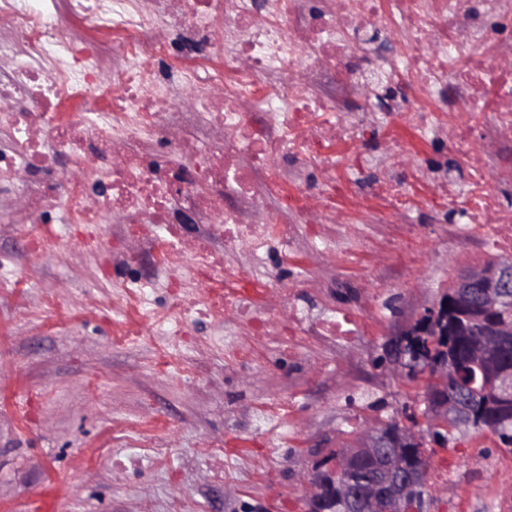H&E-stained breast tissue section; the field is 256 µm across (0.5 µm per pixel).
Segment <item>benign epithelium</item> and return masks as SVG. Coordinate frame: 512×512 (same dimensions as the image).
Wrapping results in <instances>:
<instances>
[{
    "instance_id": "obj_1",
    "label": "benign epithelium",
    "mask_w": 512,
    "mask_h": 512,
    "mask_svg": "<svg viewBox=\"0 0 512 512\" xmlns=\"http://www.w3.org/2000/svg\"><path fill=\"white\" fill-rule=\"evenodd\" d=\"M457 305L467 307L477 300L479 314L476 316L477 328L474 335L479 340L470 348L473 364L484 374L488 385L494 387L503 409L512 408V369H503L495 361L497 352L512 347V324L507 325L494 318L502 308H512V259L489 260L481 266L462 271L454 281ZM441 303L428 308L424 315L430 317L429 329L434 335H441L446 322L445 314L440 312ZM414 321L401 328L390 343V356L399 370H407V337L421 336ZM435 386L428 391V406L432 414L429 435L407 427L398 438L386 434L380 425L362 430L357 445L344 452L346 459L354 457H380L383 480L380 487L390 501L389 512H397L401 501L413 488V478L406 472L400 461V449L418 446L426 447L432 441L438 448L448 444V425L455 423L457 429H465L461 423L464 407L456 398L448 396V362L436 366Z\"/></svg>"
}]
</instances>
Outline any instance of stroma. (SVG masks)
<instances>
[{"label":"stroma","mask_w":512,"mask_h":512,"mask_svg":"<svg viewBox=\"0 0 512 512\" xmlns=\"http://www.w3.org/2000/svg\"><path fill=\"white\" fill-rule=\"evenodd\" d=\"M345 153L350 165L372 156L371 178L387 176L393 154L423 173L406 184L402 214L353 209L366 228L359 263L307 242L260 268L236 257L251 278L305 282L307 317L370 314V333L340 354L312 345L291 356L270 340L254 365L225 367L212 337L247 333L227 314L170 335L159 318L182 277L146 247L164 237L159 226L55 224L47 245L35 225L0 223V512H307L315 463L367 422L423 416L422 388L385 361V346L475 263L471 242L448 235L465 219L446 189L467 168L446 137H423L394 112ZM133 249L136 267L124 259ZM142 277L154 286L136 310L121 284ZM287 406L277 429L253 418ZM429 484V512H503L512 447L487 430L462 434L432 454Z\"/></svg>","instance_id":"stroma-1"}]
</instances>
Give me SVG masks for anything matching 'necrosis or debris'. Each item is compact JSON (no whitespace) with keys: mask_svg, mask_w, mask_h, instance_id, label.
I'll list each match as a JSON object with an SVG mask.
<instances>
[{"mask_svg":"<svg viewBox=\"0 0 512 512\" xmlns=\"http://www.w3.org/2000/svg\"><path fill=\"white\" fill-rule=\"evenodd\" d=\"M2 19L11 29L0 34V130L9 135L0 143V196L22 189L31 212L62 206L70 224H107L119 215L130 224L164 225L166 235L155 243L162 265H187L191 279L213 285L202 301L179 294L169 308L178 320L233 308L253 335H270L267 317L224 284L235 253L261 262L294 250L302 238L348 252L351 229L319 226L312 198L329 211L358 186L367 199L404 206L402 167L385 181L366 178L360 166L336 180L335 145L356 139L363 120L341 99L300 84L302 67L330 70L337 86L356 94L366 70L380 62L389 74H404L405 92L394 106L411 109L424 135L436 134L465 100L470 110L449 127V150L472 153L470 132L479 125L500 156H512V0H336L331 10L314 0H0ZM385 26L409 51L398 59L360 55L362 35ZM180 31L223 53V63L180 62ZM106 41L115 46L109 57ZM176 83L196 90L197 115L223 132V148L178 127ZM280 153L311 180L288 187L270 161ZM64 158L95 166L88 177L63 182L56 169ZM498 182L473 165L448 194L463 198L474 226L494 218L484 245L512 255V210L502 206ZM270 196L299 223L245 220L244 207ZM185 207L223 234V257L203 239L184 251ZM366 329L346 314L302 316L287 340L295 347L304 336L343 348Z\"/></svg>","mask_w":512,"mask_h":512,"instance_id":"necrosis-or-debris-1","label":"necrosis or debris"}]
</instances>
